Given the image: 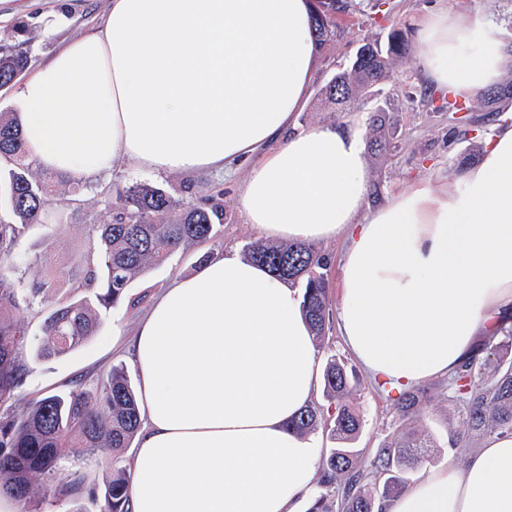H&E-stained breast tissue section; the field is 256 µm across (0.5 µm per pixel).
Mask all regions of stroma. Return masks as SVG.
<instances>
[{
	"label": "stroma",
	"mask_w": 512,
	"mask_h": 512,
	"mask_svg": "<svg viewBox=\"0 0 512 512\" xmlns=\"http://www.w3.org/2000/svg\"><path fill=\"white\" fill-rule=\"evenodd\" d=\"M107 5L108 0H6L0 5V44L26 42L32 66H39L64 42L98 27ZM437 7L491 19L499 25L503 43L512 42V0H362L361 11L333 14L330 35L316 46V72L307 105L297 122L304 128L361 129L369 176L367 204L372 209L388 203L413 184L440 185L455 179L457 166H476L487 131L500 122H512V98L479 112L433 111L424 96L429 83L416 58L399 62L391 80L376 92V99L388 104L381 117H373L363 108L337 112L322 100L321 87L349 63L363 41L383 44L392 28L415 30L422 16ZM52 12L64 13L66 22L49 34L44 18ZM470 122L476 127L473 136L457 137L456 128ZM250 169V163L243 162L226 175L150 173L119 158L109 173L77 186L65 176L30 163L33 180L55 185L47 200L49 217L25 230L4 264L24 284L51 271L60 272L61 277L41 303L20 313L28 332L23 359L29 375L15 395L0 404V416L21 414L46 396L67 392L78 381L94 386L102 372L115 364L124 366L129 380H136L125 343L154 296L173 277L195 273L204 259L216 258L230 247L246 249L260 240V233L245 222L239 206V189ZM140 183L163 188L179 201L221 192L224 222L216 239L183 247L162 264L137 276L127 290L126 300L100 310L95 334L77 350L60 357H37L35 346L42 324L55 303L76 301L86 294L68 275L85 260L94 224L101 221L109 201L118 192ZM318 350L321 359H336L352 377L349 401L364 421L356 445L364 449L366 457H373L381 444L406 426L429 433L436 443L428 460L408 473L409 483H416L431 469L465 465L466 450L452 442L462 407L448 389L447 376L420 383L424 399L415 417L404 424L394 406L395 391L379 385L364 371L345 345L337 322H330Z\"/></svg>",
	"instance_id": "1"
}]
</instances>
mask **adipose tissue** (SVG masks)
Listing matches in <instances>:
<instances>
[{
	"label": "adipose tissue",
	"instance_id": "1",
	"mask_svg": "<svg viewBox=\"0 0 512 512\" xmlns=\"http://www.w3.org/2000/svg\"><path fill=\"white\" fill-rule=\"evenodd\" d=\"M314 0H110L16 108L40 166L74 180L117 157L150 172L253 160L241 197L265 237H345L344 340L382 385L443 375L512 310V125L448 186L418 184L365 213L363 139L299 128L316 65ZM427 79L470 96L501 76L492 21L421 19ZM143 423L129 512H298L318 478L316 440L289 431L322 382L303 299L236 249L174 280L132 343ZM383 512H512V437L428 473Z\"/></svg>",
	"mask_w": 512,
	"mask_h": 512
}]
</instances>
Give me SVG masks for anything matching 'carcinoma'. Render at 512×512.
<instances>
[{"instance_id":"1","label":"carcinoma","mask_w":512,"mask_h":512,"mask_svg":"<svg viewBox=\"0 0 512 512\" xmlns=\"http://www.w3.org/2000/svg\"><path fill=\"white\" fill-rule=\"evenodd\" d=\"M331 16L319 11L313 18L315 39L329 35ZM411 42L407 30L394 28L385 48L370 42L360 46L353 61L339 70L321 89V95L347 112L372 96L373 89L389 80L394 64L408 59ZM30 53L18 44L0 50V89L15 83L28 69ZM512 93L509 81L499 91H482L473 101L434 105L443 97L437 88L425 90L433 110L478 112L491 99ZM23 134L13 118L0 116V166L7 176L0 184L15 221L0 222V256L10 253L20 229L38 223L51 184L34 181ZM224 223V205L218 195L198 201L176 202L164 189L148 184L129 187L111 202L103 222L95 225L90 253L98 264L86 263L81 285L95 287L94 299L65 302L45 319L43 337L36 346L42 358L63 356L85 343L98 326V308L121 301L133 279L146 268L158 265L191 243L215 237ZM246 257L262 262L279 276L296 284L304 281V307L314 340L323 342L329 322L328 283L320 269L328 260L309 243L257 244L246 249ZM56 284L50 274L25 288L0 269V403L10 399L25 382L28 369L22 360L27 341L25 322L11 316L21 304L48 295ZM494 339L475 350L449 378L456 400L463 406L456 443L469 446L484 436H512V364L497 367V378L487 383L479 377L486 365L484 353ZM324 391L336 401L329 427L337 446L321 463V486L309 512H375L376 505L394 498L406 484L410 470L426 461L433 439L414 430L399 432L376 449L370 463L363 461L364 449L353 442L362 429L360 417L345 403L349 382L343 367L331 359L324 371ZM423 399L418 390L400 393L396 399L399 419L406 421L417 412ZM319 412L311 406L290 423L300 435L315 430ZM140 428L136 393L123 368L112 366L93 388L83 383L68 392L35 402L20 416L0 417V495L27 502L41 492L56 494L59 471L68 469L64 495L87 494L98 512H128V479L119 466L126 448ZM106 451L112 474L103 486L87 485L81 461Z\"/></svg>"}]
</instances>
